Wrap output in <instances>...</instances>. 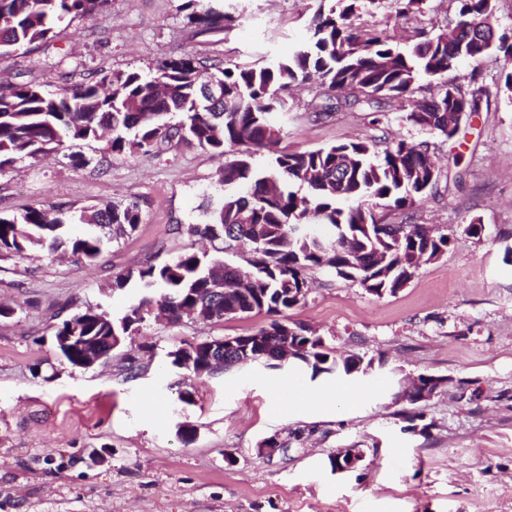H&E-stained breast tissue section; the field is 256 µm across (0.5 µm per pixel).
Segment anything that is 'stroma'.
Wrapping results in <instances>:
<instances>
[{"mask_svg":"<svg viewBox=\"0 0 512 512\" xmlns=\"http://www.w3.org/2000/svg\"><path fill=\"white\" fill-rule=\"evenodd\" d=\"M182 0H110L102 17L60 27L50 46L0 55V86L43 85L57 92L87 72L145 71L192 55L210 64H264L307 35L322 0H218L228 21L216 36H193ZM453 0H426L406 18L378 9L354 26L383 29L407 46L452 20ZM477 82L461 64L462 90L488 100L446 139L419 130L400 103L383 112L345 107L319 120L317 83L285 92L290 109L272 121L282 148L308 151L389 135L428 143L439 160L437 188L413 209L414 223L453 243L396 294L377 297L324 270L289 321L316 330L337 354L373 363L365 386L378 389L352 414L313 421L291 414L288 394L271 395L287 369L248 364L201 378L169 365L175 347L251 333L265 314L221 322L147 320L105 363L73 366L54 332L78 310L122 316L135 286L116 276L179 251H205L238 265L249 251L185 232L200 208L222 194L223 158L177 143L117 156L106 141H76L75 167L52 154L0 174V214L44 205L65 212L138 201L142 224L107 241L91 265L63 252L0 254V512H512V99L508 67L491 54ZM483 226L468 233L470 222ZM444 377L419 419L396 400L404 379ZM187 394L181 402L179 394ZM276 438L282 451L261 452ZM359 449L357 470L335 472L330 457Z\"/></svg>","mask_w":512,"mask_h":512,"instance_id":"stroma-1","label":"stroma"}]
</instances>
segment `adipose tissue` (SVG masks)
I'll list each match as a JSON object with an SVG mask.
<instances>
[{
  "label": "adipose tissue",
  "instance_id": "obj_1",
  "mask_svg": "<svg viewBox=\"0 0 512 512\" xmlns=\"http://www.w3.org/2000/svg\"><path fill=\"white\" fill-rule=\"evenodd\" d=\"M288 392L292 397L293 409L303 411L309 418L318 420L336 409L353 410L363 404L372 394L360 377H346L342 383L326 382L312 387H289L282 389L274 385V394Z\"/></svg>",
  "mask_w": 512,
  "mask_h": 512
}]
</instances>
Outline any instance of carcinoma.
<instances>
[{
	"label": "carcinoma",
	"mask_w": 512,
	"mask_h": 512,
	"mask_svg": "<svg viewBox=\"0 0 512 512\" xmlns=\"http://www.w3.org/2000/svg\"><path fill=\"white\" fill-rule=\"evenodd\" d=\"M328 11H317L308 38L291 54L268 65L217 66L211 78L224 84V100L210 104L199 94L203 62L184 55L157 63L146 72H93L83 82L47 93L34 83L0 91V173L15 164L46 153H58L73 140H98L109 133L114 155L149 153L173 140L224 157L220 183L224 193L202 208V222L187 225L190 235L224 238V250L249 247L252 259L240 266L203 252H182L164 264L146 261L117 276L115 285L130 283L146 290L138 304L119 319L92 309L77 312L57 326L55 335L83 324L80 336L122 338L138 332L159 305L167 321L177 323L196 306L206 304V288L224 282V302L205 320H224L230 310L240 315L265 313L267 325L245 336H231L222 353L202 348L196 361L209 364L222 357L220 367L276 363L275 346L267 337L278 335L284 316L305 299L307 272L324 268L359 283L381 297L395 294L433 256L448 250L451 239L424 224H383L375 208L386 204L411 210L433 192L438 179H426V168L436 165L429 149L404 139L375 150L372 141L290 152L281 147L282 133L269 115L288 111L283 92L294 83L315 80L325 91L350 92L349 108L379 112L392 99L404 100L405 119L422 131L451 139L459 126L457 101L449 92L425 101L414 99L423 79L456 86L459 68L453 51L471 29L493 28L494 0H454L455 19L438 33L406 49L384 31L364 33L352 18L366 3L388 7L402 18L419 10L424 0H330ZM108 0H0V55L49 46L60 23L93 19L103 14ZM193 35L224 32V12L210 0H184ZM512 63V43L488 37L475 43L466 56L471 79L481 59L490 52ZM271 156V170L253 167L257 153ZM67 223L110 226L128 235L142 223L136 201L88 207L66 215L51 207L31 206L18 214H0V253L22 258L37 248L65 247L78 262L92 264L104 241L86 234L66 241L59 230ZM297 224L322 225L295 233ZM304 354L295 363L312 377L366 375L372 362L351 353L338 356L324 339L309 332L299 338Z\"/></svg>",
	"instance_id": "1"
}]
</instances>
